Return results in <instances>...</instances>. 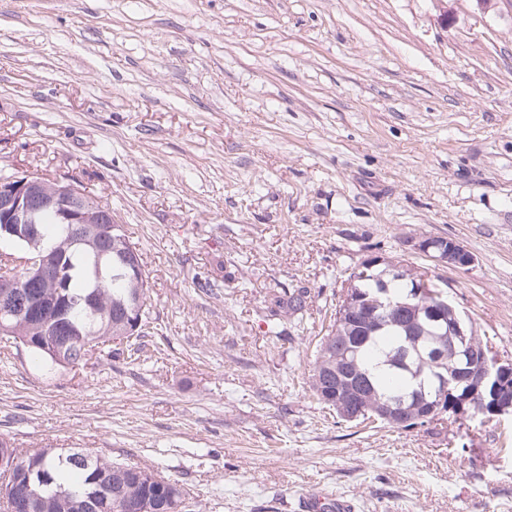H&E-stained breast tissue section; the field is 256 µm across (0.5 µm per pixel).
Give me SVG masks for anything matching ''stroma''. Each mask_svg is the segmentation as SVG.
<instances>
[{
    "instance_id": "obj_1",
    "label": "stroma",
    "mask_w": 512,
    "mask_h": 512,
    "mask_svg": "<svg viewBox=\"0 0 512 512\" xmlns=\"http://www.w3.org/2000/svg\"><path fill=\"white\" fill-rule=\"evenodd\" d=\"M0 174L104 197L151 282L137 360L0 346L18 451L154 469L193 512H512V416L397 429L306 389L374 256L512 363V0H0ZM284 288L302 316L273 318ZM448 242V246L446 244ZM440 264L453 268L463 269L472 265L474 259L472 254L459 242L449 239L439 246V255L434 257Z\"/></svg>"
}]
</instances>
